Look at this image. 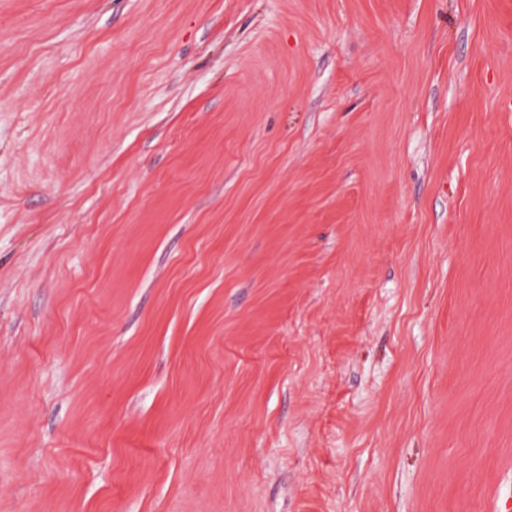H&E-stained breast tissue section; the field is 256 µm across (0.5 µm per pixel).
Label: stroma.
<instances>
[{
  "label": "stroma",
  "instance_id": "obj_1",
  "mask_svg": "<svg viewBox=\"0 0 512 512\" xmlns=\"http://www.w3.org/2000/svg\"><path fill=\"white\" fill-rule=\"evenodd\" d=\"M0 512H512V0H0Z\"/></svg>",
  "mask_w": 512,
  "mask_h": 512
}]
</instances>
